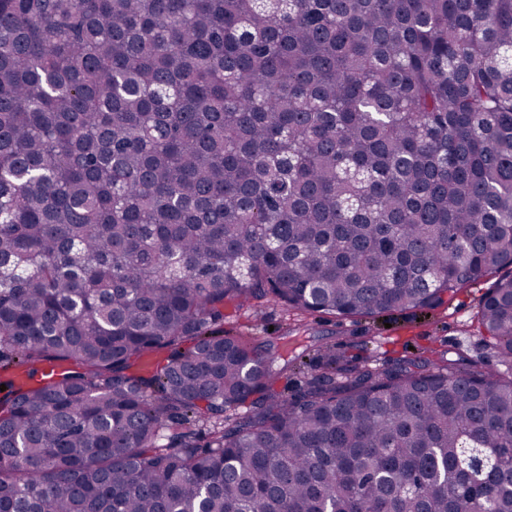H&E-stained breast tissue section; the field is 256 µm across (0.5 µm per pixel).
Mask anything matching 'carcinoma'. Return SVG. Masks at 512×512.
Returning a JSON list of instances; mask_svg holds the SVG:
<instances>
[{
    "label": "carcinoma",
    "mask_w": 512,
    "mask_h": 512,
    "mask_svg": "<svg viewBox=\"0 0 512 512\" xmlns=\"http://www.w3.org/2000/svg\"><path fill=\"white\" fill-rule=\"evenodd\" d=\"M501 270L512 0H0V512H512V371L215 328Z\"/></svg>",
    "instance_id": "cac0c4a2"
}]
</instances>
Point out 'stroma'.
<instances>
[{"instance_id": "1", "label": "stroma", "mask_w": 512, "mask_h": 512, "mask_svg": "<svg viewBox=\"0 0 512 512\" xmlns=\"http://www.w3.org/2000/svg\"><path fill=\"white\" fill-rule=\"evenodd\" d=\"M492 283V278H484L479 285L461 289L451 301L428 312L408 309L349 318L308 314L304 320L309 332L303 345L315 364L321 361L320 346L328 344L335 346L339 354L363 357L380 366L412 353L423 355L433 350L451 360L462 358L501 371L504 363L476 323L480 301ZM224 314L226 334L256 342H278L291 325L281 305L274 302L260 306L230 303Z\"/></svg>"}]
</instances>
